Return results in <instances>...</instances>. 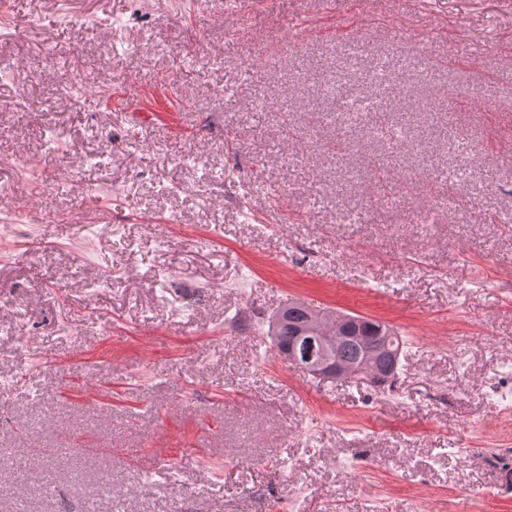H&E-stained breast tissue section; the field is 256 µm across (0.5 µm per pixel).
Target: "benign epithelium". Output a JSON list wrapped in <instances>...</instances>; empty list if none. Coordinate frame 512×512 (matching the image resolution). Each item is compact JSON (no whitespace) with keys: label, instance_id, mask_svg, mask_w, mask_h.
I'll use <instances>...</instances> for the list:
<instances>
[{"label":"benign epithelium","instance_id":"benign-epithelium-1","mask_svg":"<svg viewBox=\"0 0 512 512\" xmlns=\"http://www.w3.org/2000/svg\"><path fill=\"white\" fill-rule=\"evenodd\" d=\"M349 329L350 320L338 315L333 320V327L323 331V335L306 337L304 348L288 346V356L285 360L303 368L310 375L333 380L359 378L370 381L374 372L380 368L388 373L396 369L399 354L388 347L367 351L364 360L355 365L347 364L338 357L332 358L331 350L347 339Z\"/></svg>","mask_w":512,"mask_h":512}]
</instances>
